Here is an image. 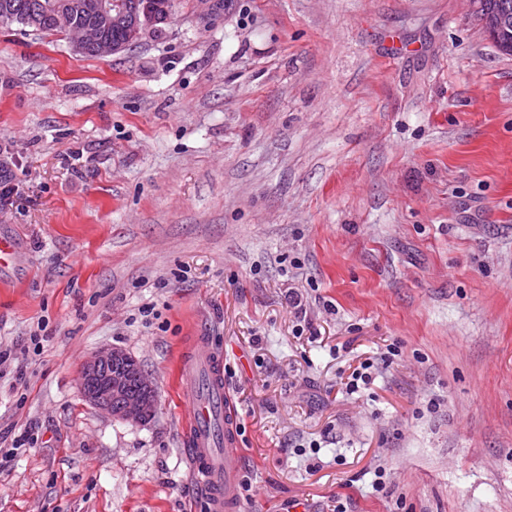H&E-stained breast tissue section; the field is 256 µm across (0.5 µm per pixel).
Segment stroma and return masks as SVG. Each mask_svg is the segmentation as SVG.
Segmentation results:
<instances>
[{
    "mask_svg": "<svg viewBox=\"0 0 512 512\" xmlns=\"http://www.w3.org/2000/svg\"><path fill=\"white\" fill-rule=\"evenodd\" d=\"M0 165V512H208L199 329L242 512H512V55L464 0H175L103 59L0 23ZM104 347L152 420L86 402ZM19 246L9 232L0 231V271H5L19 259ZM186 423L184 444L192 460L195 492L209 512H238L239 413L224 386V352L203 331L181 362ZM138 364V361L129 353L118 348H104L89 355L81 366V388L85 400L97 410L133 424L145 423L146 416L151 420L156 411L151 414L150 410L157 407L155 395V384L148 373L140 366L135 371L131 369ZM139 379L140 392L133 393L129 386V375L131 388L138 389ZM102 379L103 389L101 391L87 387L88 383Z\"/></svg>",
    "mask_w": 512,
    "mask_h": 512,
    "instance_id": "35a3bbf8",
    "label": "stroma"
}]
</instances>
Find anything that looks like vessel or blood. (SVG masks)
<instances>
[{"mask_svg":"<svg viewBox=\"0 0 512 512\" xmlns=\"http://www.w3.org/2000/svg\"><path fill=\"white\" fill-rule=\"evenodd\" d=\"M19 259L13 235L0 231V271ZM186 423L184 444L192 460L195 492L209 512H240L239 413L224 385V353L209 336H195L181 362Z\"/></svg>","mask_w":512,"mask_h":512,"instance_id":"vessel-or-blood-1","label":"vessel or blood"}]
</instances>
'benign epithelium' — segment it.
Listing matches in <instances>:
<instances>
[{
    "label": "benign epithelium",
    "mask_w": 512,
    "mask_h": 512,
    "mask_svg": "<svg viewBox=\"0 0 512 512\" xmlns=\"http://www.w3.org/2000/svg\"><path fill=\"white\" fill-rule=\"evenodd\" d=\"M465 2L468 12L478 16L483 31L495 40L512 24L508 15L484 8L481 0ZM173 7L174 0H135L132 8L124 0H100L99 20L112 23L114 30L126 32V42L104 38L97 25L78 31L72 26L71 17L64 13L54 15V20L55 26L63 28L72 37L74 51L82 53L93 48L104 57L120 53L128 48V44L138 42L149 28L161 29L170 22ZM134 367L140 385L137 393L129 386L130 371ZM80 375L85 400L114 418L142 424L147 413L157 407L153 380L138 366V361L122 349L104 348L93 352L83 362Z\"/></svg>",
    "instance_id": "7a95c632"
}]
</instances>
